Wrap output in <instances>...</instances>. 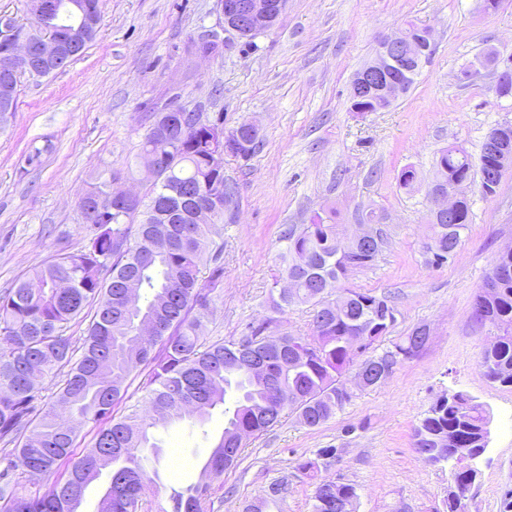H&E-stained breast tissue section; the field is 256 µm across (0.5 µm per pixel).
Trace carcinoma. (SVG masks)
<instances>
[{"label":"carcinoma","mask_w":512,"mask_h":512,"mask_svg":"<svg viewBox=\"0 0 512 512\" xmlns=\"http://www.w3.org/2000/svg\"><path fill=\"white\" fill-rule=\"evenodd\" d=\"M59 16L34 17L26 34L34 42L64 25L80 23L87 0H58ZM405 41L433 52L427 27L414 22L403 30ZM421 65L408 60L390 68L388 84L394 92L350 97V111L377 112L389 108L409 91ZM190 132L183 134L176 113L163 107L153 113L142 143V157L162 155L163 166L153 171L150 193L128 202L105 180L81 202L84 218L95 215L94 231L85 248L34 266L30 273L0 294V442L7 445L8 466L0 475V512H78L88 486L110 469L109 484L97 512H144L152 480L142 465L146 452L160 447L152 430L185 416L202 424L211 410L224 406V432L213 447L204 473L212 479L235 468L250 437L268 431L283 411L308 428L318 427L349 404L355 393L345 389L344 374L354 366L348 337L363 334L366 356L361 362L364 389L388 379L394 361L416 356L426 339L412 329L390 347L377 351L376 342L390 333L398 310L392 297L373 290L342 288L351 269L372 266L385 245L371 248L345 239L342 225L330 216L315 214L308 224L289 226L282 236L286 266L274 276L270 308L275 313L308 305L313 314L311 334L280 335L279 343L265 339L266 322L238 337L210 341L204 322L212 311L215 291L224 277V246L210 238L214 223L203 218L201 202L213 186H223L215 206L224 215V166L214 157L212 126L223 116L187 117ZM234 156L249 159L259 147L247 123L235 128ZM503 154L483 143L478 171L500 167ZM473 161L463 148L440 151L432 182L448 186L471 177ZM470 201H458L455 218L429 216V240L437 249L434 262L448 259V250L461 242L470 224ZM137 214L140 223L129 218ZM213 264L200 278L202 262ZM110 268L108 281L100 272ZM291 277L292 288H278ZM95 306L93 321L80 355L65 325L82 310ZM475 318L498 330L495 342L484 344L479 365L492 383L512 387V248L498 253L474 306ZM265 362L266 374L255 375L250 357ZM148 371L143 403H123L126 381ZM54 388V404L36 411L37 381ZM482 404L460 396L432 405L414 428L416 452L421 456L453 448L480 445ZM99 428L92 447L76 455L80 428ZM323 448L315 459L297 461L295 470L316 480L311 512H357L356 488L318 478L319 461L335 457ZM66 467L67 476L43 496L23 493L9 478L16 469L29 475ZM290 491L288 479L272 481L262 494L247 500L242 512H269ZM209 483L175 490L171 507L155 503V512H208Z\"/></svg>","instance_id":"obj_1"}]
</instances>
